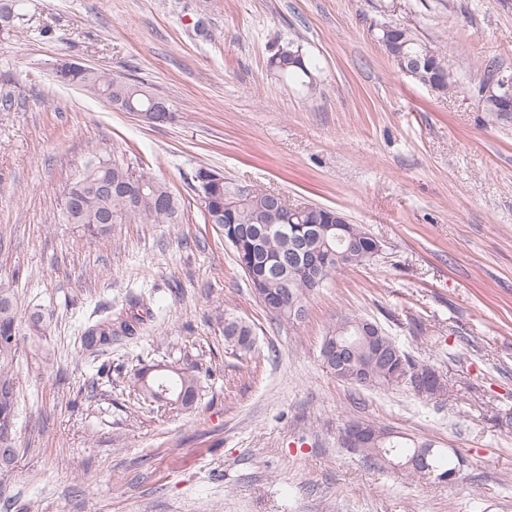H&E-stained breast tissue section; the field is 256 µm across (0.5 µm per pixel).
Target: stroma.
<instances>
[{
  "mask_svg": "<svg viewBox=\"0 0 512 512\" xmlns=\"http://www.w3.org/2000/svg\"><path fill=\"white\" fill-rule=\"evenodd\" d=\"M24 32H0V276L48 329L18 362L20 397L0 512H512V124L482 112L480 67L512 72V0H24ZM440 45L457 88L400 74L381 23ZM300 44L309 91L269 66ZM71 61L164 99L148 125L59 84ZM117 152L182 199L171 224L91 233L63 223V194L90 150ZM206 167L342 210L381 244L279 326L204 219ZM152 295L137 336L95 363L79 322ZM375 320L446 394L354 389L322 363L338 312ZM254 325L238 359L224 314ZM51 353L44 369L39 351ZM207 369L194 407L150 409L139 365ZM348 418L441 453L452 485L370 465L343 446Z\"/></svg>",
  "mask_w": 512,
  "mask_h": 512,
  "instance_id": "stroma-1",
  "label": "stroma"
}]
</instances>
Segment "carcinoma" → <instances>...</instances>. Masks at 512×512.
<instances>
[{"label":"carcinoma","mask_w":512,"mask_h":512,"mask_svg":"<svg viewBox=\"0 0 512 512\" xmlns=\"http://www.w3.org/2000/svg\"><path fill=\"white\" fill-rule=\"evenodd\" d=\"M26 14L22 12L21 0H0V30L24 25ZM431 50V64L439 74L438 93L446 94L457 84L456 74L448 69V60L436 45L423 41L413 30L398 31L393 50L387 54L417 57ZM270 65L285 80L300 83L308 90L316 87L311 70L307 66L299 44L290 40L278 47L271 57ZM503 76L500 69L489 64L478 86V105L495 121L506 124V113L498 108L496 87ZM57 81L75 84L85 93L111 100L112 108L126 111L135 106L146 109L155 94L144 85L120 77H110L95 69L72 70L65 65L55 68ZM87 161L95 166L81 167L76 182L84 183L77 204L66 199L62 217L65 223L87 229H98V218L107 213L114 224H170L177 217L180 206L178 198L162 177L150 172L131 170L124 158L93 151ZM138 175L142 191L112 192L105 194L100 185L111 183L117 187ZM195 192L201 202L207 223L213 225L231 246L236 265L243 271L248 286L254 291L273 295L280 307L272 316L281 325L293 326L297 318L307 314V298L322 288L337 273L366 264L375 257L374 239L359 224H338V210L306 204L291 209L275 208L271 198L263 189L241 186L233 180H224V174L209 168H200L194 176ZM15 280L0 277V475H5L15 462L19 449L12 446L15 420L18 412V370L16 357L19 353V336L40 339L45 335L46 320L39 313L26 319L19 316ZM147 308V299L139 296L130 301V309L120 310L105 317L82 324L76 336L80 357L94 361L112 349V343L135 335L141 321L134 309ZM364 317L351 311L336 314L328 328L322 346L339 343L351 348L348 369L364 375L359 383L345 373L339 374L335 367L329 370L341 381L357 388L389 389L409 388L415 395L431 399L443 389L428 388L420 391L410 387L400 372L393 371L384 357L373 354L371 347L355 341V325ZM382 338L391 351L397 352L404 367L412 371L436 373V370L420 364L403 351L387 334ZM224 339L235 351L247 354L255 346V330L248 322L236 317L224 316ZM201 371L197 366L171 368L166 374H150L142 368L134 375V394L140 399L160 405H178L184 409L194 406L200 390ZM356 424L371 430L377 439L359 450V455L372 465L401 464L404 472L419 479L425 475L406 467L409 456L419 448H428L426 442L414 441L381 425L365 421L346 420L340 432ZM435 475L429 477L433 483L438 476L461 471L460 457H447L437 453L432 459Z\"/></svg>","instance_id":"1"}]
</instances>
